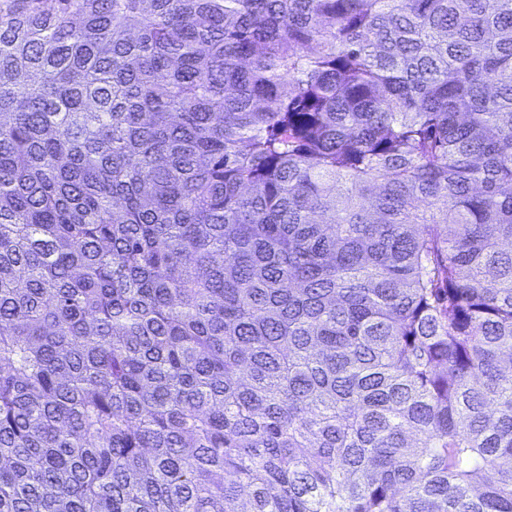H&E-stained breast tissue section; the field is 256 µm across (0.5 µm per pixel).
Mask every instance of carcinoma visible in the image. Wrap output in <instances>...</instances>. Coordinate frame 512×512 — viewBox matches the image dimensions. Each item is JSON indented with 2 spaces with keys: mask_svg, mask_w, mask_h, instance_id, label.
<instances>
[{
  "mask_svg": "<svg viewBox=\"0 0 512 512\" xmlns=\"http://www.w3.org/2000/svg\"><path fill=\"white\" fill-rule=\"evenodd\" d=\"M0 512H512V0H0Z\"/></svg>",
  "mask_w": 512,
  "mask_h": 512,
  "instance_id": "obj_1",
  "label": "carcinoma"
}]
</instances>
